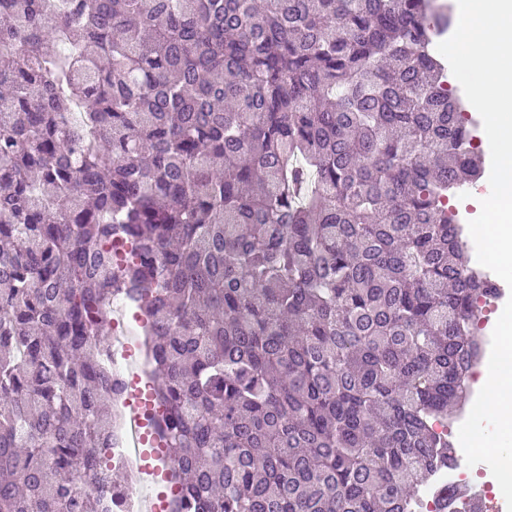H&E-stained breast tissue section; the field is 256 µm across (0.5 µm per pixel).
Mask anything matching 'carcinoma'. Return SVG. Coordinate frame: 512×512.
Segmentation results:
<instances>
[{
    "label": "carcinoma",
    "mask_w": 512,
    "mask_h": 512,
    "mask_svg": "<svg viewBox=\"0 0 512 512\" xmlns=\"http://www.w3.org/2000/svg\"><path fill=\"white\" fill-rule=\"evenodd\" d=\"M0 18V512H113L114 291L149 324L171 512H425L495 294L448 210L486 171L452 4Z\"/></svg>",
    "instance_id": "carcinoma-1"
}]
</instances>
